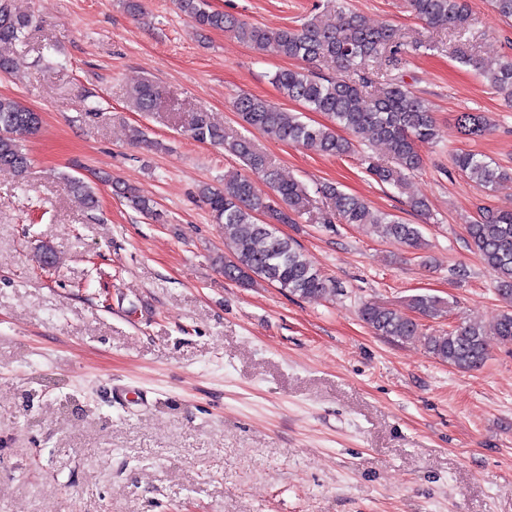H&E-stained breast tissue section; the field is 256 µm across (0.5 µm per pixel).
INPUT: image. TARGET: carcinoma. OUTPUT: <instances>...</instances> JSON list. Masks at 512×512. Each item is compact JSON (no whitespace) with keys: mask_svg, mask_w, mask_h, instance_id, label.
<instances>
[{"mask_svg":"<svg viewBox=\"0 0 512 512\" xmlns=\"http://www.w3.org/2000/svg\"><path fill=\"white\" fill-rule=\"evenodd\" d=\"M178 9L200 29L229 31L262 54H271L303 63L299 68L276 71L271 82L283 97L299 102L311 112H321L328 124L315 126L302 120L303 113L290 112L252 94L238 95L233 107L244 127L268 137L300 145L326 155L342 156L352 143L336 134L342 128L355 136H365L389 147L391 163L368 161L367 172L378 181L404 188L407 176L422 163L419 146L436 137V124L428 103L405 82L379 81L374 66L398 68L410 50L421 47L407 41L391 26L373 27L350 11L347 0H325L323 9L304 19L298 27L276 31L241 21L212 10L207 0H177ZM407 7L433 29H449L458 34L455 58L478 71L504 100L512 102V57L490 68L463 40L472 18L465 0H407ZM31 26L27 14L18 11L13 0H0V45L24 42ZM336 63L341 75L326 78L314 75L312 67L321 61ZM130 97L140 112L153 110L160 98L158 88L144 80L133 87ZM39 118L14 97L0 96V169L22 178L30 160L25 137L39 128ZM460 133L479 135L489 121L479 112H463L457 117ZM189 136L200 143L224 148L235 157L243 172L224 179L221 188L204 186L201 197L216 223L224 225V238L234 244L233 256L224 260V277L248 287L260 281L302 299L320 300L336 295V285L301 250L291 237L280 234L277 225L292 224L309 205L304 184L285 180L268 154L256 142L241 134L231 135L214 123L206 112L195 113ZM456 167L471 181L487 190L512 181V170L504 169L474 153L455 156ZM264 178L272 193L255 194L251 177ZM67 182L83 207L93 212L99 199L81 179L68 176ZM135 210L154 222H167L166 214L135 189L114 184ZM320 192L334 206V215L344 224H370L380 238L410 250L423 248L422 232L416 224H405L395 216L372 211L360 199L325 184ZM467 243L478 253L495 276L496 291L512 305V211H488L474 224L466 225ZM409 309L424 317H442L450 305L436 296L417 294L408 300ZM363 320L379 336L407 342L422 335L417 320L376 303L361 310ZM502 344H512V313L501 315L493 328ZM489 336L483 326L462 322L449 331L427 338L428 351L440 361L461 371L477 370L489 353Z\"/></svg>","mask_w":512,"mask_h":512,"instance_id":"obj_1","label":"carcinoma"}]
</instances>
